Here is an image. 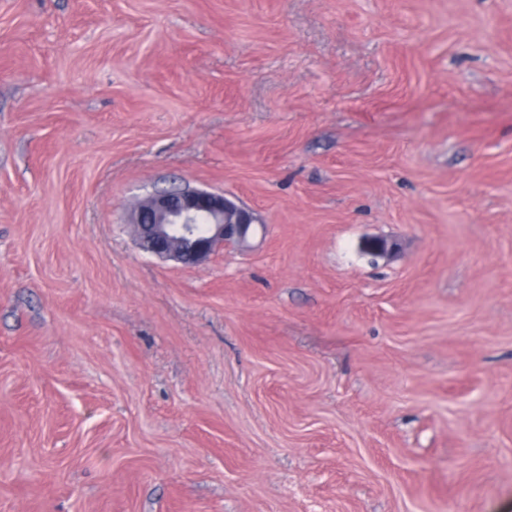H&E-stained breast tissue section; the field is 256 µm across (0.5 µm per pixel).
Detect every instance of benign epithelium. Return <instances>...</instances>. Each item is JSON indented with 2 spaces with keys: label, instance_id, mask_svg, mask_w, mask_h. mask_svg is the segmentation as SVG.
<instances>
[{
  "label": "benign epithelium",
  "instance_id": "1",
  "mask_svg": "<svg viewBox=\"0 0 512 512\" xmlns=\"http://www.w3.org/2000/svg\"><path fill=\"white\" fill-rule=\"evenodd\" d=\"M131 223L144 251L199 265L224 243L245 241L257 218L251 209L223 194L185 186L140 200L132 210ZM362 248L379 258L398 253V244L385 239L367 240Z\"/></svg>",
  "mask_w": 512,
  "mask_h": 512
}]
</instances>
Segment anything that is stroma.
Wrapping results in <instances>:
<instances>
[{"label": "stroma", "instance_id": "stroma-1", "mask_svg": "<svg viewBox=\"0 0 512 512\" xmlns=\"http://www.w3.org/2000/svg\"><path fill=\"white\" fill-rule=\"evenodd\" d=\"M0 512H512V0H0ZM131 223L136 224L137 240L144 251L199 265L224 242L245 241L258 222L251 209L223 194L185 186L140 200L132 210Z\"/></svg>", "mask_w": 512, "mask_h": 512}]
</instances>
